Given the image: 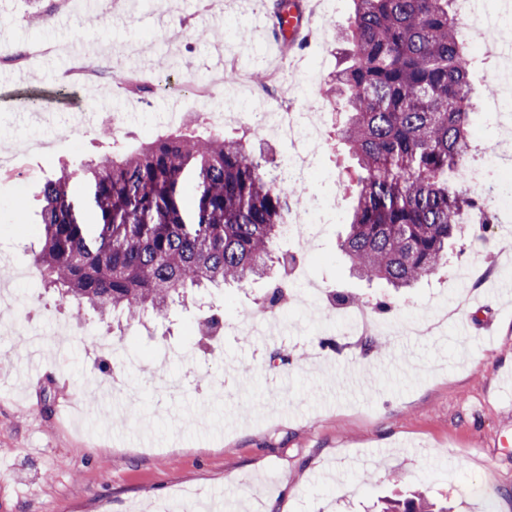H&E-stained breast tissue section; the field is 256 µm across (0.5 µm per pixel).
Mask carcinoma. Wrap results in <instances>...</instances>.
Masks as SVG:
<instances>
[{
  "instance_id": "cac0c4a2",
  "label": "carcinoma",
  "mask_w": 512,
  "mask_h": 512,
  "mask_svg": "<svg viewBox=\"0 0 512 512\" xmlns=\"http://www.w3.org/2000/svg\"><path fill=\"white\" fill-rule=\"evenodd\" d=\"M354 21L325 96L342 99L339 143L356 161L339 248L368 282L410 288L448 263L458 225L482 213L453 171L472 152V39L452 0H354ZM237 136L183 132L44 179L36 256L45 286L117 324L165 321L192 290L241 288L284 269L291 198ZM88 186L80 207L72 183ZM96 227L85 224V212ZM381 512H450L424 492Z\"/></svg>"
}]
</instances>
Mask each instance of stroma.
<instances>
[{
  "mask_svg": "<svg viewBox=\"0 0 512 512\" xmlns=\"http://www.w3.org/2000/svg\"><path fill=\"white\" fill-rule=\"evenodd\" d=\"M302 45H274L271 0H119L32 19L29 0H0V44L47 52L0 65V150L18 152L0 180V291L18 322L40 330L46 377L26 381L25 351L0 335V512H371L394 488L448 496L456 512H512V207L487 226L466 225L433 280L396 291L353 276L337 248L351 193L334 196L353 160L326 133L300 181L306 196L337 197L322 239L304 252L332 293L288 309L275 336L258 340L247 312L266 289L198 293L169 322L118 327L86 314L42 280L14 278L41 247L44 178L62 166L124 154L176 131L175 112L238 111L265 100L280 112L321 105L340 61L353 0H295ZM113 74L152 76L147 91L119 83L56 100L75 62ZM223 92L199 95L215 71ZM273 74L267 87L253 80ZM97 132L70 137L82 110ZM35 138L51 150L24 153ZM447 296L435 335L404 324L433 316L432 282ZM388 302L390 311L378 308ZM224 312L223 335L199 339L196 320ZM365 309L386 343L367 352L344 334L345 309ZM96 333L124 344L100 361ZM288 365L271 363L274 352ZM480 480L485 491L470 494Z\"/></svg>",
  "mask_w": 512,
  "mask_h": 512,
  "instance_id": "1",
  "label": "stroma"
}]
</instances>
